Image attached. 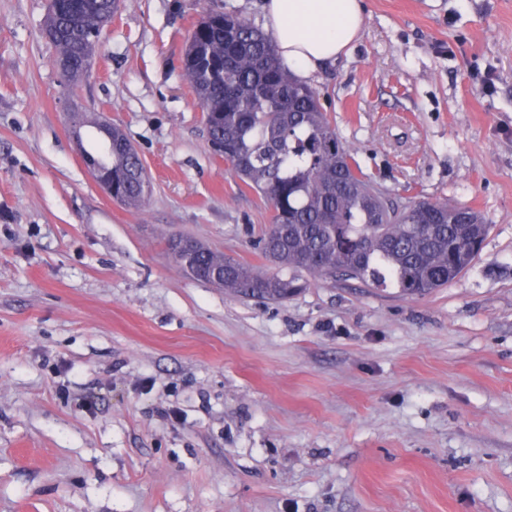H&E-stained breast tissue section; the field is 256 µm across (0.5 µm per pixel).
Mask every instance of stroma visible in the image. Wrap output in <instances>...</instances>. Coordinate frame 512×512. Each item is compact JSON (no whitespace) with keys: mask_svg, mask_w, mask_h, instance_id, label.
<instances>
[{"mask_svg":"<svg viewBox=\"0 0 512 512\" xmlns=\"http://www.w3.org/2000/svg\"><path fill=\"white\" fill-rule=\"evenodd\" d=\"M263 0H127L66 86L49 0H0V512H512V0H361L307 82L397 205L478 211L480 258L405 298L324 279L284 303L181 270L184 234L259 269L271 210L213 155L192 25ZM106 115L151 181L92 179Z\"/></svg>","mask_w":512,"mask_h":512,"instance_id":"obj_1","label":"stroma"}]
</instances>
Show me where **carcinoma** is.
<instances>
[{
  "mask_svg": "<svg viewBox=\"0 0 512 512\" xmlns=\"http://www.w3.org/2000/svg\"><path fill=\"white\" fill-rule=\"evenodd\" d=\"M126 0H64L47 18L45 37L74 78L96 56L98 33ZM182 80L206 118L213 152L259 193L272 224L255 246L274 269L263 271L204 244L194 261L221 276L239 297L284 302L311 279H357L421 297L443 288L478 258L490 226L468 206L414 200L394 208L360 170L357 149L344 145L319 92L281 64L272 38L245 19L208 15L191 29ZM112 154L84 151L87 166L112 177L123 205L148 199L132 178L138 153L123 131L107 127ZM178 263L190 251L170 244Z\"/></svg>",
  "mask_w": 512,
  "mask_h": 512,
  "instance_id": "cac0c4a2",
  "label": "carcinoma"
}]
</instances>
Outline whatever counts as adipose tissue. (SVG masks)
<instances>
[{
	"label": "adipose tissue",
	"mask_w": 512,
	"mask_h": 512,
	"mask_svg": "<svg viewBox=\"0 0 512 512\" xmlns=\"http://www.w3.org/2000/svg\"><path fill=\"white\" fill-rule=\"evenodd\" d=\"M266 27L283 62L306 78L347 54L359 38V0H264Z\"/></svg>",
	"instance_id": "obj_1"
}]
</instances>
